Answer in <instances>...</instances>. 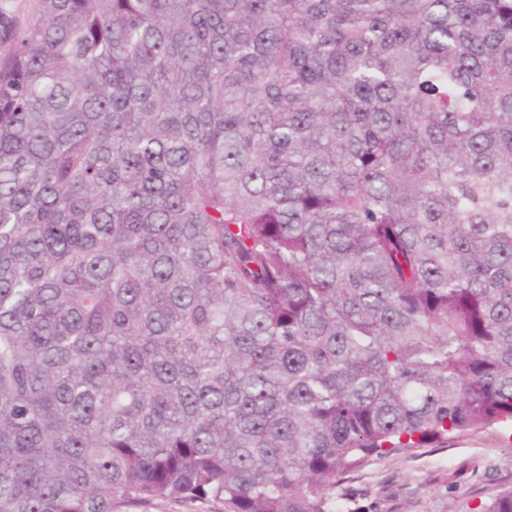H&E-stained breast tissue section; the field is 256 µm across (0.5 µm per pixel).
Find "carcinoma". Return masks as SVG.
Returning a JSON list of instances; mask_svg holds the SVG:
<instances>
[{
    "label": "carcinoma",
    "mask_w": 512,
    "mask_h": 512,
    "mask_svg": "<svg viewBox=\"0 0 512 512\" xmlns=\"http://www.w3.org/2000/svg\"><path fill=\"white\" fill-rule=\"evenodd\" d=\"M512 421V0H39L0 57V512H336ZM118 512H224V504L215 500H159L147 509L132 508Z\"/></svg>",
    "instance_id": "cac0c4a2"
}]
</instances>
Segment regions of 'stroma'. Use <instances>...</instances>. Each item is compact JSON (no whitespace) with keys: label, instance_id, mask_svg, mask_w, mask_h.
Instances as JSON below:
<instances>
[{"label":"stroma","instance_id":"1","mask_svg":"<svg viewBox=\"0 0 512 512\" xmlns=\"http://www.w3.org/2000/svg\"><path fill=\"white\" fill-rule=\"evenodd\" d=\"M39 0H0V56L37 14ZM512 488V424L449 435L371 458L336 487L342 512H482Z\"/></svg>","mask_w":512,"mask_h":512}]
</instances>
